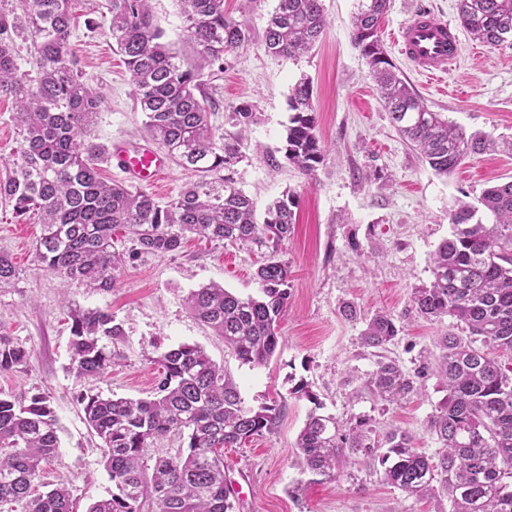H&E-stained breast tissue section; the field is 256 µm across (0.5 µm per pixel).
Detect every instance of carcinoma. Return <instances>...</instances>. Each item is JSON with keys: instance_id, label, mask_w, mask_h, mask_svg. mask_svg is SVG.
Wrapping results in <instances>:
<instances>
[{"instance_id": "carcinoma-1", "label": "carcinoma", "mask_w": 512, "mask_h": 512, "mask_svg": "<svg viewBox=\"0 0 512 512\" xmlns=\"http://www.w3.org/2000/svg\"><path fill=\"white\" fill-rule=\"evenodd\" d=\"M149 0H108L109 32L130 74L145 131L178 166L196 180L161 204L141 190L106 182L99 165L107 146L91 137L102 95L86 85L71 44L80 0H0V98L14 101L19 144L0 178V204L22 220L41 215L43 233L35 258L65 280L109 292L125 256L112 245L113 232L132 236L133 255L164 256L179 251L186 234L226 244L269 249L255 272L256 295L240 297L211 282L187 297L190 313L231 347L242 363L262 366L274 355L278 325L290 298L288 264L278 245L295 224L297 195L286 192L258 220L253 200L229 171L245 157V132L254 123L252 106L229 113L239 127L218 138L210 115L211 95L201 64H222L252 40L243 18L224 12V0H177L186 41L198 64H188L162 41ZM389 0H358L352 41L365 59L391 123L416 147L437 175L452 173L471 154L494 148L492 137L471 135L441 113L431 111L402 78L378 36ZM462 27L480 43L500 46L512 38V0H459ZM327 27L321 0H277L263 35L267 54L296 59L309 52ZM33 72L21 69L22 51ZM313 90L306 78L288 96L284 156L310 178L326 159L316 131ZM478 209L460 204L450 214L452 232L433 254L431 280L412 289L418 314L432 320L449 316L435 364L414 372L390 359L377 363L366 388L378 399L399 403L435 375L447 391L430 420L441 445L434 456L415 448L412 437L390 430L379 445L359 422L345 427L335 417L312 413L297 438L305 469L336 478L340 464L378 461L381 480L408 497L448 495L453 512H512V181L487 188ZM19 277L11 258L0 253V288ZM69 351L76 377L103 376L124 336L112 315L97 309L70 311ZM399 334L393 319L377 313L366 321L361 339L384 349ZM30 353L0 334V371L28 362ZM162 368L152 396L103 397L80 391L85 421L99 438L114 491L88 512H235V496L224 473V449L278 426L280 408L242 405L224 370L196 344H181L152 358ZM57 418L46 396L0 397V512H76L71 491L59 485L38 489L41 463L59 448ZM173 433L187 450L151 456L154 443Z\"/></svg>"}]
</instances>
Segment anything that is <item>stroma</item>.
<instances>
[{"label":"stroma","mask_w":512,"mask_h":512,"mask_svg":"<svg viewBox=\"0 0 512 512\" xmlns=\"http://www.w3.org/2000/svg\"><path fill=\"white\" fill-rule=\"evenodd\" d=\"M327 27L313 49L294 60L265 53L262 36L274 0H224L226 12L246 19L253 40L228 54L222 68H204L202 78L216 107L218 133H232L226 119L239 104L252 105L257 120L247 133L246 158L234 166L237 186L257 211L285 191L299 205L291 237L279 252L292 279L279 344L270 361L241 363L223 340L188 311L190 290L216 282L240 296L256 294L257 249L189 238L163 257L127 261L108 292L39 267L35 245L38 218L15 221L0 206V252L19 270L18 280L0 289V333L26 348V365L0 372V394L48 397L59 421L60 448L43 463L45 488L66 485L87 512L110 497L100 440L89 429L79 392L93 388L105 397L146 398L154 391L157 367L150 358L182 343L196 344L223 368L245 407H281V420L266 433L224 451V470L244 496L236 512H452L446 495L408 497L380 479L381 466L344 464L335 479L301 472L297 436L312 411L350 424L363 421L376 438L394 428L411 434L418 451L438 453L430 418L445 392L427 377L407 402L374 398L365 382L379 357L414 370L439 352L447 321H430L415 311L411 293L429 282L430 258L450 235L458 203L477 204L483 190L512 180V46H490L462 34L457 65L439 82L418 75L399 54L395 36L416 9L458 19V0H390L379 36L411 88L427 107L469 132L496 139L495 150L466 158L453 173L436 175L394 129L351 35L358 0H322ZM107 0H90L95 29L79 27L71 38L85 81L104 97L92 133L108 146H150L144 117L135 103L130 76L109 34ZM313 86L317 133L327 158L315 178L289 165L282 151L288 124V95L300 78ZM358 317L341 314L345 303ZM111 313L124 331L122 355L105 376L79 381L70 369L69 307ZM386 312L400 330L385 352L363 347L366 319ZM306 393H298V386Z\"/></svg>","instance_id":"35a3bbf8"}]
</instances>
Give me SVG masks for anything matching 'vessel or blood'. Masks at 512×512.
<instances>
[{"label": "vessel or blood", "mask_w": 512, "mask_h": 512, "mask_svg": "<svg viewBox=\"0 0 512 512\" xmlns=\"http://www.w3.org/2000/svg\"><path fill=\"white\" fill-rule=\"evenodd\" d=\"M396 43L416 72L431 81L443 79L462 51L457 28L425 11L408 18L398 31ZM120 167L132 182L151 186L164 173L166 163L160 155L146 149L123 154Z\"/></svg>", "instance_id": "b4317fda"}]
</instances>
